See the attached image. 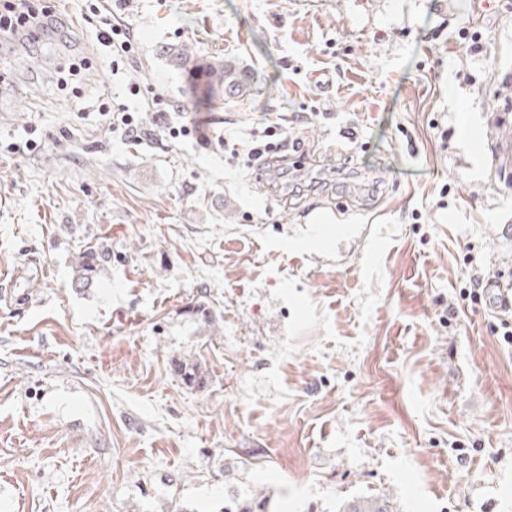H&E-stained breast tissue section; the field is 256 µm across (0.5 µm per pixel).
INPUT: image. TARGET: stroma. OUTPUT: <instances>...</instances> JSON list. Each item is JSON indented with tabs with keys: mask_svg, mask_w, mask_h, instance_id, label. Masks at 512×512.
Wrapping results in <instances>:
<instances>
[{
	"mask_svg": "<svg viewBox=\"0 0 512 512\" xmlns=\"http://www.w3.org/2000/svg\"><path fill=\"white\" fill-rule=\"evenodd\" d=\"M473 2L51 0L67 35L0 38V270L25 269L0 287V512H512V349L459 297L512 278V0ZM216 58L248 93L206 96ZM273 125L301 166H250ZM88 248L111 261L77 288ZM102 25L96 33L97 41L104 47L112 48V54L128 59L133 50V38L130 34L120 26L112 25V20L104 19ZM104 115L112 114L109 127L112 131H121L122 135L132 141H139L145 135L138 122L135 120L133 113L125 105H118V108L106 110ZM224 512H273L270 511V501L268 498L253 495L241 497L236 495L228 502H224Z\"/></svg>",
	"mask_w": 512,
	"mask_h": 512,
	"instance_id": "stroma-1",
	"label": "stroma"
}]
</instances>
